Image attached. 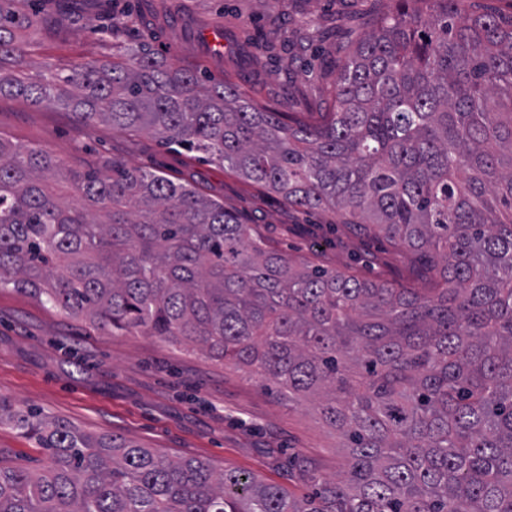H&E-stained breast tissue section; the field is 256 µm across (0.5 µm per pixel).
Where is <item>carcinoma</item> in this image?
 <instances>
[{
	"mask_svg": "<svg viewBox=\"0 0 512 512\" xmlns=\"http://www.w3.org/2000/svg\"><path fill=\"white\" fill-rule=\"evenodd\" d=\"M31 0H0V95L201 152L288 206L418 255L420 290L269 249L188 182L63 167L0 137V288L105 331L186 342L312 397L347 471L297 497L0 397L47 451L0 464V512H512V16L398 0L309 124L246 85L155 57L20 74Z\"/></svg>",
	"mask_w": 512,
	"mask_h": 512,
	"instance_id": "1",
	"label": "carcinoma"
}]
</instances>
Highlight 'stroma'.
Here are the masks:
<instances>
[{
  "mask_svg": "<svg viewBox=\"0 0 512 512\" xmlns=\"http://www.w3.org/2000/svg\"><path fill=\"white\" fill-rule=\"evenodd\" d=\"M184 18L224 28L258 56L247 77L261 101L284 111L327 107L336 65L354 37V18L394 12L396 0H175ZM128 0H76L78 22L26 40L29 71L104 60L113 47L134 44L137 24L111 26ZM168 61L206 65L202 38L175 26L150 42ZM0 134L38 147L72 168L118 159L190 181L275 251L364 278L425 285L413 253L344 223L324 210L298 211L265 187L243 181L197 153H175L143 131L80 125L66 111L0 97ZM0 397L98 435L112 433L170 458H198L215 470L239 469L295 495L306 487L301 467L333 478L346 468L339 439L312 402H288L272 383L186 344L153 336L112 334L82 317L44 307L0 288ZM47 452L0 425V463L41 470Z\"/></svg>",
  "mask_w": 512,
  "mask_h": 512,
  "instance_id": "1",
  "label": "stroma"
}]
</instances>
